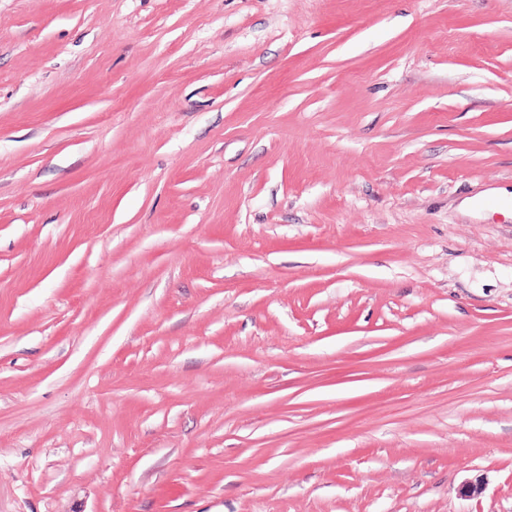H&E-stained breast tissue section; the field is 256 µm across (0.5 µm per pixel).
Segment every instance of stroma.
<instances>
[{
  "mask_svg": "<svg viewBox=\"0 0 512 512\" xmlns=\"http://www.w3.org/2000/svg\"><path fill=\"white\" fill-rule=\"evenodd\" d=\"M0 512H512V0H0Z\"/></svg>",
  "mask_w": 512,
  "mask_h": 512,
  "instance_id": "1",
  "label": "stroma"
}]
</instances>
